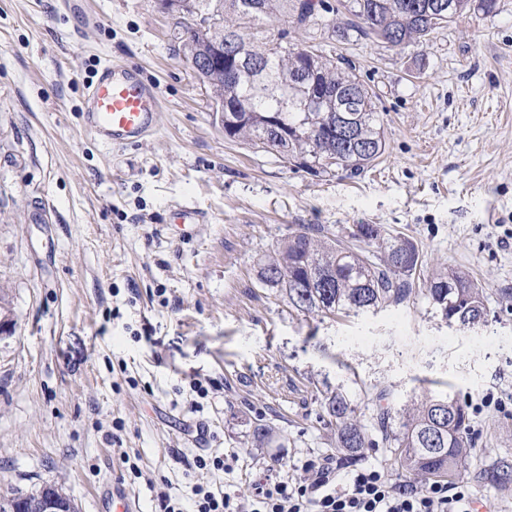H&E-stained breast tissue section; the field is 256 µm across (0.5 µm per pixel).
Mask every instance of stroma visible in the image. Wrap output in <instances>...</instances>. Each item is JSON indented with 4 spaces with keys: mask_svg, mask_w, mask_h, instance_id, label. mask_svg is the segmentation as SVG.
Returning <instances> with one entry per match:
<instances>
[{
    "mask_svg": "<svg viewBox=\"0 0 512 512\" xmlns=\"http://www.w3.org/2000/svg\"><path fill=\"white\" fill-rule=\"evenodd\" d=\"M174 31L160 0H0V492L51 483L79 512H113L103 492L117 486L159 512L158 490L185 495L188 461L208 450L238 453L207 482L247 499L270 466L346 467L323 383H345L363 417L376 386L401 406L512 392V0L426 46L290 33L349 59L376 94L386 152L355 179L225 139ZM106 61L160 89L141 144L110 148L84 129L85 87ZM182 202L206 215L184 237L167 222ZM298 224L413 238L425 261L486 289L487 323L448 328L421 300L298 314L259 281ZM260 421L266 448L248 442ZM471 438L472 469L512 460V410L484 414Z\"/></svg>",
    "mask_w": 512,
    "mask_h": 512,
    "instance_id": "35a3bbf8",
    "label": "stroma"
}]
</instances>
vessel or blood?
Returning <instances> with one entry per match:
<instances>
[{
	"label": "vessel or blood",
	"mask_w": 512,
	"mask_h": 512,
	"mask_svg": "<svg viewBox=\"0 0 512 512\" xmlns=\"http://www.w3.org/2000/svg\"><path fill=\"white\" fill-rule=\"evenodd\" d=\"M161 98L138 66L103 63L85 92L86 131L105 146L144 142L158 129Z\"/></svg>",
	"instance_id": "vessel-or-blood-1"
}]
</instances>
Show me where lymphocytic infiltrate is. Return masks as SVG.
<instances>
[{
	"mask_svg": "<svg viewBox=\"0 0 512 512\" xmlns=\"http://www.w3.org/2000/svg\"><path fill=\"white\" fill-rule=\"evenodd\" d=\"M188 467L195 476L189 485L190 507L164 493L161 512H476L477 499L466 482L411 489L375 466L344 473L308 460L298 478L271 469L245 504L201 481L202 476L226 470L223 456L199 454Z\"/></svg>",
	"mask_w": 512,
	"mask_h": 512,
	"instance_id": "f902f5d3",
	"label": "lymphocytic infiltrate"
}]
</instances>
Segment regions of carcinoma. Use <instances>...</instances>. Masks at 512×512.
<instances>
[{"label":"carcinoma","mask_w":512,"mask_h":512,"mask_svg":"<svg viewBox=\"0 0 512 512\" xmlns=\"http://www.w3.org/2000/svg\"><path fill=\"white\" fill-rule=\"evenodd\" d=\"M175 2L188 15H210L216 20L202 35L194 32L186 37L179 32L175 38L212 99H243L245 110L226 113L225 138L274 152L317 177L340 170L361 174L384 155L386 139L374 95L353 73V66L338 64L315 45L288 44V27L325 25V15L336 12L328 0ZM430 2L348 0L343 30L392 47L422 46L450 23L432 13ZM275 20L282 29L278 39L271 41L259 29ZM230 32L261 60L260 70L244 67L230 74L224 68L199 64V58L207 57L214 44L225 42ZM304 68L316 70L320 96L337 104L354 97L352 111L335 112L325 105L304 108L299 101L281 111L271 86ZM277 116L282 136L275 138L270 127ZM344 117L355 128L354 142L346 143L339 135ZM259 280L278 289L291 308L305 315H359L422 299L448 325L488 316L486 289L470 274L446 266L427 268L416 242L388 232L381 224H351L332 238L318 227L291 228L277 253L262 264ZM369 401L371 413L364 421L356 415L343 386L320 391L321 408L336 427V450L345 458L354 460L365 449L383 444L414 475L417 486L432 478H469L479 485L512 487V460L499 459L471 471L468 403L448 393L426 394L398 409L387 386L374 388ZM271 436V428L257 425L251 447H266Z\"/></svg>","instance_id":"carcinoma-1"}]
</instances>
